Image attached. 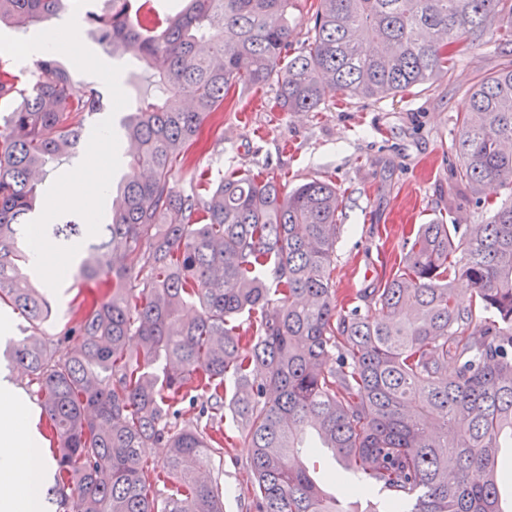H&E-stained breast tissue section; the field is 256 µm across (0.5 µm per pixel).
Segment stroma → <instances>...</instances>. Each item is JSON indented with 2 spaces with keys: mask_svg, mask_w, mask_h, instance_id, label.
<instances>
[{
  "mask_svg": "<svg viewBox=\"0 0 512 512\" xmlns=\"http://www.w3.org/2000/svg\"><path fill=\"white\" fill-rule=\"evenodd\" d=\"M452 78L382 99L328 93L316 112H274L275 84L230 94L222 121L202 127L195 168H175L177 190H190L195 170L218 179L225 170L274 173L286 188L329 180L344 196L333 284L338 301L351 289L388 276L411 228L446 217L476 224L483 209L466 204L450 178L457 117L479 77L512 61L488 44L462 46ZM251 450L237 439L224 447V512H249L246 470Z\"/></svg>",
  "mask_w": 512,
  "mask_h": 512,
  "instance_id": "35a3bbf8",
  "label": "stroma"
}]
</instances>
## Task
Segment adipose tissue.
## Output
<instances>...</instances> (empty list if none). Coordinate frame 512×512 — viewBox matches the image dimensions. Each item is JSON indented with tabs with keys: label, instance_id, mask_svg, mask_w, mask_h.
<instances>
[{
	"label": "adipose tissue",
	"instance_id": "ef3b65f1",
	"mask_svg": "<svg viewBox=\"0 0 512 512\" xmlns=\"http://www.w3.org/2000/svg\"><path fill=\"white\" fill-rule=\"evenodd\" d=\"M46 471L34 412L0 376V512H44L39 487Z\"/></svg>",
	"mask_w": 512,
	"mask_h": 512
}]
</instances>
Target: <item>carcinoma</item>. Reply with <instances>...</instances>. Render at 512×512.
<instances>
[{
    "label": "carcinoma",
    "mask_w": 512,
    "mask_h": 512,
    "mask_svg": "<svg viewBox=\"0 0 512 512\" xmlns=\"http://www.w3.org/2000/svg\"><path fill=\"white\" fill-rule=\"evenodd\" d=\"M65 2L0 0V23L25 33ZM297 3L186 0L146 21L151 0H103L87 15L106 53L130 51L153 71L161 98L119 124L137 149L99 233L83 221L47 232L87 243L75 277L106 287L51 339L48 302L23 272V226L36 176L75 153L89 131L80 115L102 95L46 56L0 118V305L28 323L9 357L50 424L60 512H224L228 429L253 448L252 512H500L512 447V64L468 89L450 170L490 216L418 225L398 269L357 291L362 307H338L332 288L335 183L287 192L268 173L229 169L180 192L172 173L232 89L274 80L283 112H317L329 89L395 96L452 77L461 45H511L512 0H310L308 44L283 67ZM15 89L1 68L0 100ZM458 279L471 286L466 307ZM163 446L162 463L144 457ZM325 448L352 473L347 507L314 477Z\"/></svg>",
    "instance_id": "obj_1"
}]
</instances>
